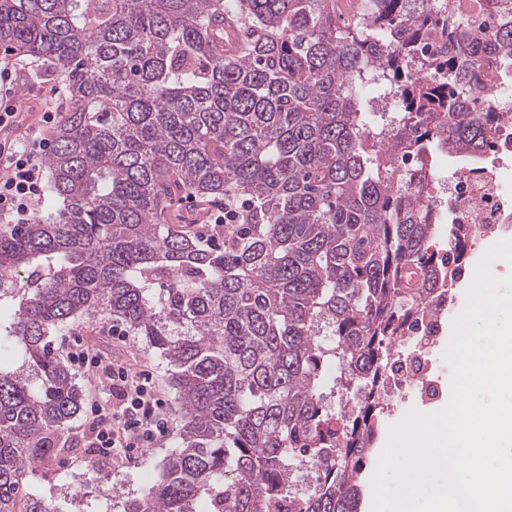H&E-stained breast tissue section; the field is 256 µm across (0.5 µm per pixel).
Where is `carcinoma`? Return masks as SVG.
<instances>
[{"label":"carcinoma","instance_id":"carcinoma-1","mask_svg":"<svg viewBox=\"0 0 512 512\" xmlns=\"http://www.w3.org/2000/svg\"><path fill=\"white\" fill-rule=\"evenodd\" d=\"M410 2L0 0V44L66 88L45 159L62 206L0 225V337L21 357L0 366V512H64L22 486L82 407L48 336L83 315L173 366L178 449L123 512H358L390 348L448 277L407 184L497 124L468 102L481 38L448 0ZM368 85L399 111L365 105ZM177 192L233 210L224 250L169 223ZM468 249L449 226L448 259Z\"/></svg>","mask_w":512,"mask_h":512}]
</instances>
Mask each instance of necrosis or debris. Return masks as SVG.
<instances>
[{"label":"necrosis or debris","mask_w":512,"mask_h":512,"mask_svg":"<svg viewBox=\"0 0 512 512\" xmlns=\"http://www.w3.org/2000/svg\"><path fill=\"white\" fill-rule=\"evenodd\" d=\"M487 77L475 90L479 102L491 107L500 119L498 147L493 157L476 165L461 167L454 180L430 178L427 184H412L410 192L430 196L448 221L460 225L462 233L471 237L477 228L503 229L512 226V184L508 183L500 163L512 158V80L500 75L493 63H486ZM435 313L427 320V333L422 338L403 337L393 347L395 358L403 365L422 395L432 393L428 375L432 362L429 349L435 342L448 311L447 295L433 297Z\"/></svg>","instance_id":"necrosis-or-debris-1"}]
</instances>
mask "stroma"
I'll use <instances>...</instances> for the list:
<instances>
[{
  "mask_svg": "<svg viewBox=\"0 0 512 512\" xmlns=\"http://www.w3.org/2000/svg\"><path fill=\"white\" fill-rule=\"evenodd\" d=\"M1 62L10 65L16 77L15 92L26 112V126L40 127L43 135H50L51 125L41 124L40 117L45 112L58 113L62 110L64 85L57 70L38 59L8 52L0 45ZM26 126L0 130V142L20 137ZM110 327L111 322L107 319H80L73 326L52 334L49 338L51 348L65 362L79 345L133 367L151 369L165 393L170 415H177L178 403L168 360L150 347L144 337L131 333L123 342L112 339ZM450 336V329H443L430 351L433 369L429 378L436 389L434 399L422 398L417 390L411 389L393 399L391 408L386 412L360 476L363 488L360 512L373 510L372 479L388 443L391 426L408 411L429 415L447 405L451 379L442 353ZM76 382L82 389L85 406L60 431L48 456L29 472L24 491L37 498L64 504L66 512H123L127 498L141 496L158 483L164 460L176 450V433L168 431L157 447L141 449L136 465L94 461L90 449L84 448L83 443L90 437L91 418L87 404L97 397L98 392L87 373L77 372Z\"/></svg>",
  "mask_w": 512,
  "mask_h": 512,
  "instance_id": "35a3bbf8",
  "label": "stroma"
}]
</instances>
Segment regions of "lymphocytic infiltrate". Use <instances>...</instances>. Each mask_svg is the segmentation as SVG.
I'll list each match as a JSON object with an SVG mask.
<instances>
[{
  "label": "lymphocytic infiltrate",
  "mask_w": 512,
  "mask_h": 512,
  "mask_svg": "<svg viewBox=\"0 0 512 512\" xmlns=\"http://www.w3.org/2000/svg\"><path fill=\"white\" fill-rule=\"evenodd\" d=\"M47 140L30 132L0 146V216L26 223L44 196L41 154ZM78 368L91 371L99 390L112 399L111 406L93 403L92 447L103 456L134 462L135 451L157 443L168 430L167 403L152 372L116 362L102 365L100 357L84 352L73 354Z\"/></svg>",
  "instance_id": "1"
}]
</instances>
